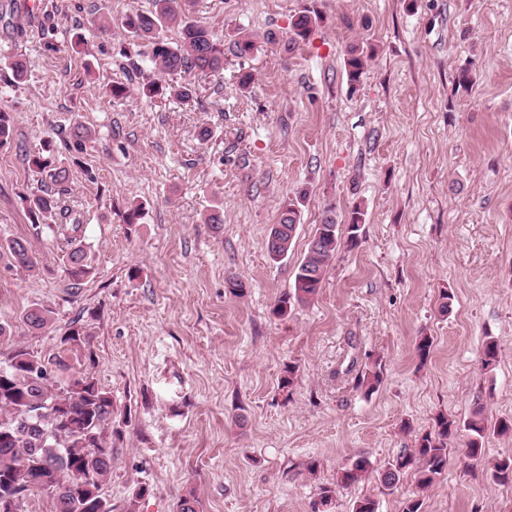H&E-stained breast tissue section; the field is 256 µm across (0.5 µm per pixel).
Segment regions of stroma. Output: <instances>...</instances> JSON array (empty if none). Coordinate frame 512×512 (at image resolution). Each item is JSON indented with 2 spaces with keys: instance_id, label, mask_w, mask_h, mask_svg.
Segmentation results:
<instances>
[{
  "instance_id": "stroma-1",
  "label": "stroma",
  "mask_w": 512,
  "mask_h": 512,
  "mask_svg": "<svg viewBox=\"0 0 512 512\" xmlns=\"http://www.w3.org/2000/svg\"><path fill=\"white\" fill-rule=\"evenodd\" d=\"M150 7L0 0V56L28 68L16 86L0 70L14 126L0 146V240L26 239L39 259L33 273L0 259V322L16 327L0 365L17 350L58 353L73 323L87 325L88 344L59 353L112 395V512H173L188 494L198 512H313L351 457L381 466L437 415L461 423L478 406L481 464L467 468L451 442L424 512H512V485L489 477L512 455V434L494 428L512 417V0H195L217 40L237 28L256 36L252 58L225 54L223 70L192 76L188 99H112L108 86L126 80L121 19ZM306 8L322 21L287 51L291 17ZM78 32L83 49L69 52ZM363 41L375 51L352 89L346 51ZM78 122L93 137L63 198L84 221L92 272L75 284L59 236L33 229L21 197L39 188L26 153L48 138L64 146ZM296 196L301 223L276 263L266 236ZM134 200L146 210L130 226L121 214ZM356 203L360 245L339 250L314 301L274 318L324 211L343 219ZM215 204L218 230L203 221ZM233 279L242 292H230ZM33 306L52 310L47 329L20 325ZM423 335L434 348L422 363ZM489 336L500 355L485 370ZM376 361L384 380L368 394L358 374ZM290 364L288 394L278 381ZM309 458L316 475L295 474ZM141 486L148 495L134 499ZM414 488L410 474L392 491L361 483L342 490L336 512L365 494L400 512Z\"/></svg>"
}]
</instances>
